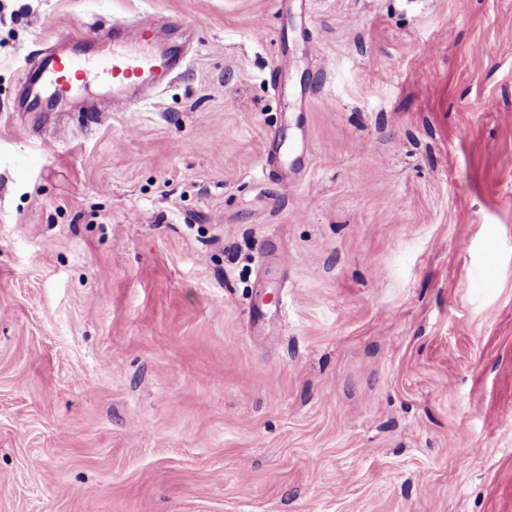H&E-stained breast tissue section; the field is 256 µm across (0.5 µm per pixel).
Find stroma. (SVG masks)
I'll return each instance as SVG.
<instances>
[{
  "mask_svg": "<svg viewBox=\"0 0 512 512\" xmlns=\"http://www.w3.org/2000/svg\"><path fill=\"white\" fill-rule=\"evenodd\" d=\"M0 512H512V0H0ZM156 27V21L140 19L130 25L114 22L100 29L97 41L112 45V52L94 59L79 56L82 50L76 45L81 43L82 34L78 31L61 35L33 58L24 47L19 52L27 64L23 93L13 103V112L47 115L93 91L104 92L96 109L88 111L96 123L108 112H128L141 106L183 66L182 57L151 48ZM62 44L74 47L67 50L59 47Z\"/></svg>",
  "mask_w": 512,
  "mask_h": 512,
  "instance_id": "1",
  "label": "stroma"
}]
</instances>
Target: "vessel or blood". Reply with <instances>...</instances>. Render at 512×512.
<instances>
[{
	"mask_svg": "<svg viewBox=\"0 0 512 512\" xmlns=\"http://www.w3.org/2000/svg\"><path fill=\"white\" fill-rule=\"evenodd\" d=\"M156 27L155 21L142 19L100 29L98 42L111 46L112 51L94 59L81 57L82 35L77 31L61 35L39 55L21 50L27 67L23 93L13 103V111L46 115L93 91L100 94L96 109L89 113L96 122L108 113L141 106L183 65L182 57L152 49Z\"/></svg>",
	"mask_w": 512,
	"mask_h": 512,
	"instance_id": "1",
	"label": "vessel or blood"
}]
</instances>
